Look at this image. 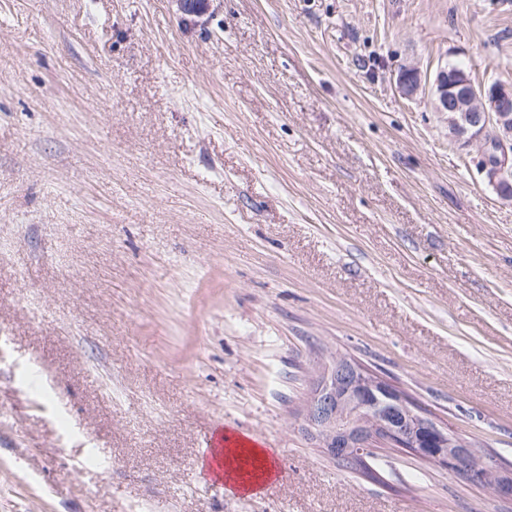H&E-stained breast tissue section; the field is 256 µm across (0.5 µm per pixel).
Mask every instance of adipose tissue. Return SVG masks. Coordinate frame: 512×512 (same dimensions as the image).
Here are the masks:
<instances>
[{"mask_svg":"<svg viewBox=\"0 0 512 512\" xmlns=\"http://www.w3.org/2000/svg\"><path fill=\"white\" fill-rule=\"evenodd\" d=\"M225 488L231 493L254 495L262 485L263 477L271 476L273 465L268 453L256 445L237 442L223 451Z\"/></svg>","mask_w":512,"mask_h":512,"instance_id":"1","label":"adipose tissue"}]
</instances>
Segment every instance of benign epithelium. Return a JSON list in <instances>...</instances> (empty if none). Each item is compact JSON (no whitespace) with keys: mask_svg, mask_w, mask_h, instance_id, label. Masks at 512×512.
Segmentation results:
<instances>
[{"mask_svg":"<svg viewBox=\"0 0 512 512\" xmlns=\"http://www.w3.org/2000/svg\"><path fill=\"white\" fill-rule=\"evenodd\" d=\"M180 12L195 17L203 13L207 0H176ZM399 91L406 97L417 95L421 87L419 71L403 66L396 73ZM434 108L448 113H470L473 126L481 128L470 138L490 156L507 152L512 142V84L497 82L476 88L463 69L440 68L433 80ZM307 429L333 454L364 460L380 435L399 442L415 454L462 474L471 484L480 485L496 476L497 496L512 498V477L493 472L485 461L475 458L474 449L460 443L434 421L415 412L390 384L352 363L335 359L322 367L315 393L306 412Z\"/></svg>","mask_w":512,"mask_h":512,"instance_id":"benign-epithelium-1","label":"benign epithelium"}]
</instances>
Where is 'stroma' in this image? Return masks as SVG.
<instances>
[{"label":"stroma","mask_w":512,"mask_h":512,"mask_svg":"<svg viewBox=\"0 0 512 512\" xmlns=\"http://www.w3.org/2000/svg\"><path fill=\"white\" fill-rule=\"evenodd\" d=\"M449 64L512 82V0H0V512H512L304 422L345 357L512 469V200ZM396 83L399 91L405 97L417 95L421 87L419 71L414 67L403 66L396 73ZM221 429L212 434L206 442V451L209 452L207 458L213 461L214 455L218 448L230 447V441L224 437ZM236 448H223L224 469L220 468L216 463L215 467L219 476L211 474V479L220 487L225 488L229 493H246L248 496L256 495L258 489L264 483L262 477H270L273 473V464L269 459L268 453L257 448L254 444H246L244 441H236ZM255 464L256 469L253 470L251 464ZM236 464L237 467H233ZM264 468V469H263ZM259 469H263V476L259 475ZM235 473L237 478H233ZM225 474L228 478L225 480Z\"/></svg>","instance_id":"35a3bbf8"}]
</instances>
